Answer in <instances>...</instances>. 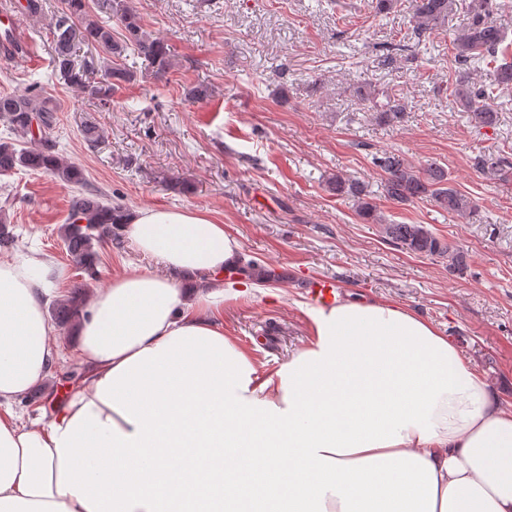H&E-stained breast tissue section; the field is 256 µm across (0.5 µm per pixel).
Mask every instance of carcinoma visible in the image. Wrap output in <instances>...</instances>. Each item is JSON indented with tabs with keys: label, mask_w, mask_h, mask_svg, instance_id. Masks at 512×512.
<instances>
[{
	"label": "carcinoma",
	"mask_w": 512,
	"mask_h": 512,
	"mask_svg": "<svg viewBox=\"0 0 512 512\" xmlns=\"http://www.w3.org/2000/svg\"><path fill=\"white\" fill-rule=\"evenodd\" d=\"M415 35L432 34L448 23V14L458 6L468 16V25L454 43V59L459 68L483 62L492 69L491 83L478 82L466 74L456 75L450 96L470 124L488 127L495 124L497 112L490 104V93L497 88L512 87V64L498 63L505 54V36L495 20L500 9L497 0H412ZM65 7L55 16L53 27V67L66 84L79 92L107 105L112 89L122 83L137 80L134 72L120 66L114 59L132 50L144 58L158 75L171 67L169 50L163 39L144 29L141 18L127 0H109L112 15L122 25V38L116 40L112 27L92 18L85 0H64ZM92 46L102 53L103 69L99 78L90 76L87 65L75 61L77 44ZM359 104L380 123L401 122L405 107L385 91L367 84L354 90ZM56 104L47 97L36 95L0 94V121L6 124L9 137L0 139V175L17 172L45 173L54 179L81 187L71 200L64 224L58 228L60 240L71 260L86 272H94L99 263V249L103 241L119 233L126 217V208L104 199L100 192L85 185L80 168L62 159L54 152L53 135L57 126ZM476 168L495 175L505 166L504 158L480 155ZM382 172V184L388 199L406 204L427 199L450 214L461 217L477 215L478 207L468 196L449 183L448 171L431 162L416 166L401 155L385 151L376 158ZM328 186L338 196L352 198L358 213L366 220L378 221L376 207L367 200V186L340 174L329 179ZM385 239L409 253L445 256L454 272L467 269L466 255L435 236L423 224L386 223L382 225ZM82 312V286L73 285L69 298L51 309V317L59 324H67Z\"/></svg>",
	"instance_id": "carcinoma-1"
}]
</instances>
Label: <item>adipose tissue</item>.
I'll list each match as a JSON object with an SVG mask.
<instances>
[{"mask_svg":"<svg viewBox=\"0 0 512 512\" xmlns=\"http://www.w3.org/2000/svg\"><path fill=\"white\" fill-rule=\"evenodd\" d=\"M121 233L153 264L90 296L80 382L26 423L13 403L60 356L50 267L0 260V512H512V405L432 324L312 306V341L262 374L220 318L282 292L239 273L240 241L188 209Z\"/></svg>","mask_w":512,"mask_h":512,"instance_id":"obj_1","label":"adipose tissue"}]
</instances>
